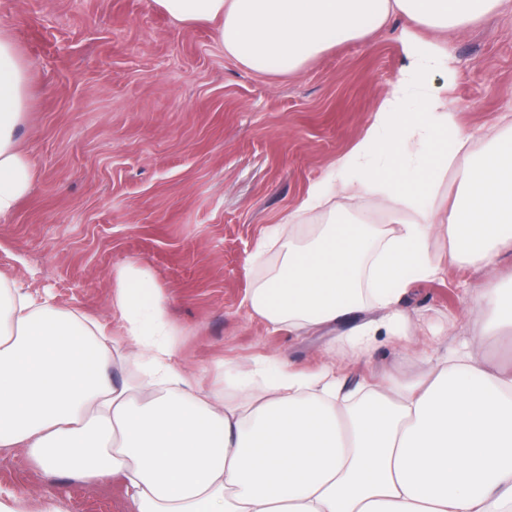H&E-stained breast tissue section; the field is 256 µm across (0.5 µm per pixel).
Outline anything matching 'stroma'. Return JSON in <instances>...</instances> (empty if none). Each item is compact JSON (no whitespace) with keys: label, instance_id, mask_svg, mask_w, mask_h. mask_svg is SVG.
Returning a JSON list of instances; mask_svg holds the SVG:
<instances>
[{"label":"stroma","instance_id":"obj_1","mask_svg":"<svg viewBox=\"0 0 512 512\" xmlns=\"http://www.w3.org/2000/svg\"><path fill=\"white\" fill-rule=\"evenodd\" d=\"M406 18L337 44L289 75L255 73L224 54L206 24L185 27L153 0H0V30L29 73L30 112L19 139L37 177L0 219V275L49 293L64 311L118 329L117 273L133 265L159 288L175 360L223 388L234 363L281 357L313 370L332 353L347 387L415 375L469 335L488 273L448 263L410 284L399 304L415 342L378 337L356 350L343 328L315 336L270 331L242 301L279 266L273 246L251 256L362 137L406 62ZM459 74L437 77L459 125L481 152L512 113V11L449 32ZM0 492L27 493V512H129L117 485L94 490L53 479L18 450L0 457Z\"/></svg>","mask_w":512,"mask_h":512}]
</instances>
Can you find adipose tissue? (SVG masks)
Here are the masks:
<instances>
[{"label": "adipose tissue", "instance_id": "adipose-tissue-1", "mask_svg": "<svg viewBox=\"0 0 512 512\" xmlns=\"http://www.w3.org/2000/svg\"><path fill=\"white\" fill-rule=\"evenodd\" d=\"M181 23L208 22L227 57L289 74L342 42L405 16L407 63L361 139L312 186L300 212L254 253L288 241L277 271L244 298L275 329L311 333L351 324L366 348L409 337L396 309L409 281L437 276L430 252L445 231L451 256L494 271L512 254V123L481 154L433 87L455 80L448 51L418 27L460 30L512 0H153ZM421 112L408 111L411 98ZM28 74L0 31V218L36 169L17 137ZM461 168L449 223L431 203L436 174ZM373 189L400 213L376 227L322 218L330 185ZM120 337L106 323L61 312L0 277V454L24 450L48 476L91 487L117 481L132 512H512V367L488 370L484 337L512 330V289L489 280L472 333L429 358L423 374L346 388L334 362L313 371L270 360L232 366L223 389L202 387L173 361V329L158 288L136 267L117 275ZM145 362L152 386L113 383L112 365ZM260 393H253V386Z\"/></svg>", "mask_w": 512, "mask_h": 512}]
</instances>
